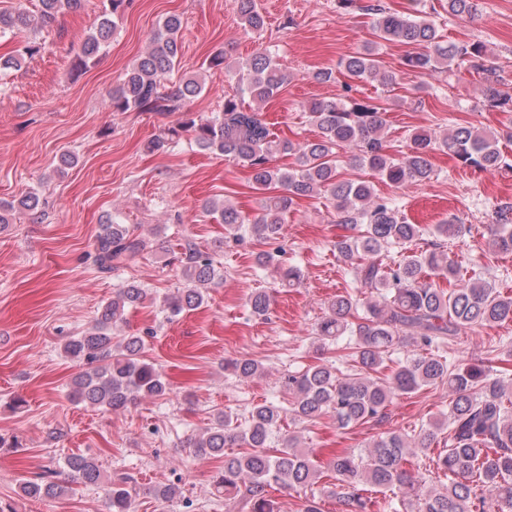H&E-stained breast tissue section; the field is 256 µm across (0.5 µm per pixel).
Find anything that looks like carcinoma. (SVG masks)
Instances as JSON below:
<instances>
[{"label": "carcinoma", "instance_id": "1", "mask_svg": "<svg viewBox=\"0 0 512 512\" xmlns=\"http://www.w3.org/2000/svg\"><path fill=\"white\" fill-rule=\"evenodd\" d=\"M125 2L107 0L103 5L97 27L82 42L75 69L97 61ZM337 3L341 9L356 7L375 16L374 41L341 62L348 80L345 89L353 83L376 82L389 89L399 85L397 73L385 69L378 57L379 46L398 43L410 48L403 64L412 72L449 73L455 62L467 63L481 79L485 106L504 114L505 120L495 131L459 126L440 140L424 129L415 130L408 136L407 150L396 156L384 135L388 108L372 98L357 101L342 95L310 104V119L320 133L317 140H281L269 129L259 105L279 91L287 75L273 56L261 51L237 63L232 78L239 93L224 95L223 108L213 117L197 119L185 106L200 94L203 81L198 75H185L178 83H170L171 73L180 64L182 19L177 14L165 17L112 90V111L181 112L182 121L152 139L150 151L163 152L185 134L202 150L246 164L253 189H280L265 197L260 212L249 221L230 203L209 204L207 211L219 215L226 234L235 241L246 234L260 241L277 238L297 199L329 201L336 223L347 231L336 240V252L351 265L356 282L371 294L366 301L349 293L336 295L315 324V340L321 345L349 337L346 370L330 363L290 374L288 405L257 404L242 421L219 411L189 447L197 456L224 459L223 469L212 476V486L225 505L237 503L247 512H279L269 490L303 491L320 477L310 452L299 447L296 436H288L281 448L268 445L287 416L311 423L330 416L338 428L347 429L383 417L399 396L445 385L450 396L448 417L423 425L412 435L384 434L364 452L345 450L336 455L329 462L335 479L331 494L345 512H374L376 501L366 495L367 485L383 495L389 509L394 501L407 499L414 502V512H512V385L505 383L507 374L479 366L462 369L438 354L465 329L512 321V294L480 278L460 279L459 264L441 242L393 265L383 262L381 256L392 247L410 250L417 245L425 228L408 223L389 198L376 193L372 181H345L338 173L339 151L347 147L354 149L353 166L373 172L396 188L430 180L434 173L430 154L437 147L448 150L467 168L512 170V159L499 147L503 139L512 141V91L504 88L499 67L486 58L484 44L443 39L432 17L390 13L380 0L360 6L357 0ZM40 4L36 14L21 6L1 11L0 35L36 32L61 12L81 7L82 0H40ZM233 6L245 29L265 26L257 0H233ZM37 52L39 46L29 41L12 55H0V72L20 69L25 58ZM240 93L248 94L257 108H244ZM279 154L293 157V164H274ZM494 219L492 248L511 253L512 204L498 206ZM136 231L133 225L113 220L105 225L96 240L99 272L109 274L145 249L146 242ZM256 262L273 268L284 288H295L304 280L300 268L282 266L273 253H258ZM180 265L185 288L163 300L171 318L202 305L207 285L218 276L211 258L191 241L182 247ZM441 281L448 282V289L440 287ZM147 296L146 289L136 284L119 289L101 306L90 328L64 342L62 353L80 367L70 386L71 400L118 411L138 397L164 399L170 394L169 384L146 356L144 337L114 335L125 322L127 310ZM249 304L254 314L264 317L269 297L258 291ZM399 344L409 351L387 373L386 362ZM227 369L242 379L265 372L263 364L250 358L233 360ZM439 442L443 449L431 462L448 483L433 487L430 474L409 470L406 464L410 457L428 456ZM232 444L242 451L225 452ZM100 477L94 456L71 454L64 458L62 470L26 479L19 488L29 498L55 499L67 494L73 484L96 486ZM152 494L163 504L180 503L184 512H194L192 500L178 483L156 487ZM136 495L135 479L115 472L105 488L107 512H134Z\"/></svg>", "mask_w": 512, "mask_h": 512}]
</instances>
